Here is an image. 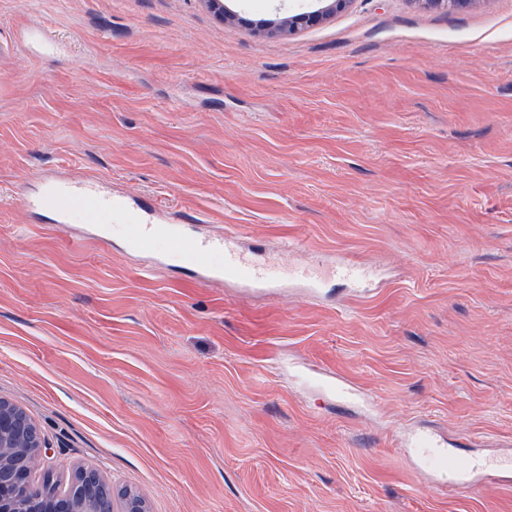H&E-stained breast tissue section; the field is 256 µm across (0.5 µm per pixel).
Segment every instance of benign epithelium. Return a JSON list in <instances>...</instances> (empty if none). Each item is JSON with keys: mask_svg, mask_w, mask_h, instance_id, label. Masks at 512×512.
I'll return each instance as SVG.
<instances>
[{"mask_svg": "<svg viewBox=\"0 0 512 512\" xmlns=\"http://www.w3.org/2000/svg\"><path fill=\"white\" fill-rule=\"evenodd\" d=\"M430 9L463 10L481 0H415ZM329 13L318 9L292 15L273 30L289 36L299 27L323 20ZM49 447L37 425L19 408L0 400V512H111L102 498L104 479L95 469H85L64 493L48 482L32 485L33 474L44 468Z\"/></svg>", "mask_w": 512, "mask_h": 512, "instance_id": "1", "label": "benign epithelium"}]
</instances>
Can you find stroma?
I'll return each instance as SVG.
<instances>
[{"mask_svg": "<svg viewBox=\"0 0 512 512\" xmlns=\"http://www.w3.org/2000/svg\"><path fill=\"white\" fill-rule=\"evenodd\" d=\"M0 0V399L150 512H512L400 439L512 450V0ZM46 43L29 46V26ZM99 180L276 256L373 272L244 293L75 244L45 179ZM303 364L375 398L323 406ZM351 0H333L332 7L328 9H318L312 12L303 13L299 15H292L283 18L277 27L272 31V34L278 36L292 35L300 26L311 25L323 20L326 15L333 9L345 8Z\"/></svg>", "mask_w": 512, "mask_h": 512, "instance_id": "1", "label": "stroma"}]
</instances>
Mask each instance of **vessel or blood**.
Wrapping results in <instances>:
<instances>
[{"mask_svg": "<svg viewBox=\"0 0 512 512\" xmlns=\"http://www.w3.org/2000/svg\"><path fill=\"white\" fill-rule=\"evenodd\" d=\"M85 202L90 203L98 214L133 224L131 246L134 250L149 255L158 265H189L200 283L225 281L254 292H269L286 282L313 293L320 289V281L309 268H295L284 278L273 263L258 260L253 252L243 250L235 236L197 233L196 225L203 222L198 213L163 210L145 204L141 198L129 193H106L95 181L49 178L37 194L26 197L24 205L35 209L46 204L55 205L57 223L70 224L75 220V205ZM213 254L223 256V263H209L208 258ZM320 385L332 400L354 403L362 399L361 394L344 380L325 376ZM405 446L413 454L419 470L453 492L475 490L491 476L502 480L512 478L511 456L460 457L425 430L408 434Z\"/></svg>", "mask_w": 512, "mask_h": 512, "instance_id": "vessel-or-blood-1", "label": "vessel or blood"}]
</instances>
